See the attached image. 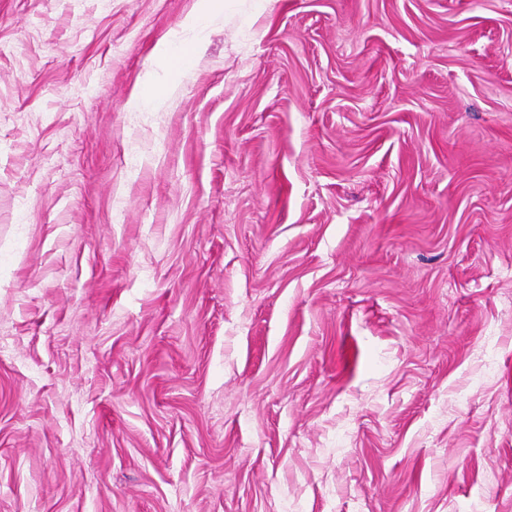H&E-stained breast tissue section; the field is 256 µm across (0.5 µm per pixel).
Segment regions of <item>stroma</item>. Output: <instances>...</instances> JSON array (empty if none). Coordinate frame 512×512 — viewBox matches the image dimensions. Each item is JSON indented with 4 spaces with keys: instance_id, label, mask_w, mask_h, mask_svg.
I'll return each mask as SVG.
<instances>
[{
    "instance_id": "stroma-1",
    "label": "stroma",
    "mask_w": 512,
    "mask_h": 512,
    "mask_svg": "<svg viewBox=\"0 0 512 512\" xmlns=\"http://www.w3.org/2000/svg\"><path fill=\"white\" fill-rule=\"evenodd\" d=\"M257 2L0 0V512H512V0Z\"/></svg>"
}]
</instances>
